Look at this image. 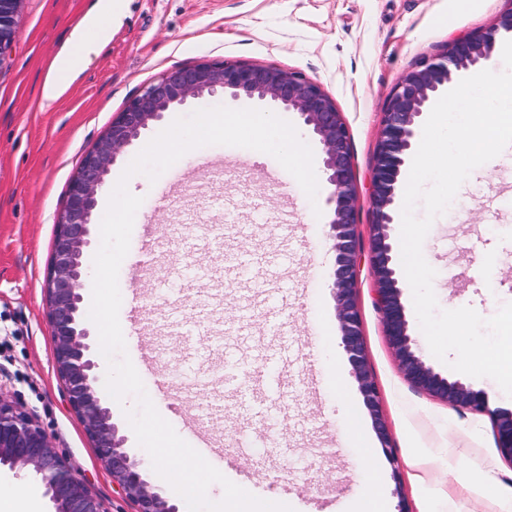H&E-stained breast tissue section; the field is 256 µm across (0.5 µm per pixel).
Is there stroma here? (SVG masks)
Returning a JSON list of instances; mask_svg holds the SVG:
<instances>
[{
    "instance_id": "obj_1",
    "label": "stroma",
    "mask_w": 512,
    "mask_h": 512,
    "mask_svg": "<svg viewBox=\"0 0 512 512\" xmlns=\"http://www.w3.org/2000/svg\"><path fill=\"white\" fill-rule=\"evenodd\" d=\"M97 2L24 0L18 37L0 65V394L38 417L54 449L73 464L104 512H134L71 411L52 360L43 285L55 217L83 155L113 115L165 70L222 59L297 70L321 83L350 126L359 233L362 244H369L370 176L388 94L422 58L455 37L489 27L512 8V0H112L111 34L97 42L64 94L41 108L49 64L66 53ZM197 156L211 158V166L174 193L166 191L165 174L154 182L137 174L128 183L143 199L131 252H138L146 222L163 244L139 274L120 268L119 320L128 322L132 293L141 290L143 332L127 337L126 346L131 361L146 351L154 356V368L142 381L160 415L188 444H195L197 434L209 435L224 453L227 479L248 483L260 498L287 500L294 512H353L366 496L357 441L341 426L348 412L359 418L375 452L385 512H398L403 503L410 512H500L471 493L489 473L512 488V461L497 448L492 416L448 405L404 378L365 265L357 297L368 365L394 448L390 455L384 451L341 344L327 181H320L312 202L270 155L257 159L246 148L214 145L195 149L180 163L192 165ZM271 170L287 185V197L271 192ZM228 214L253 225V232L225 238L215 249L199 231L177 237L187 218L220 224ZM228 253L247 256L256 277L272 273L290 285L283 315L295 357L281 370L294 382L287 394L259 399L249 409L241 407L225 367V336L200 342L211 371L193 387L173 376L198 343L191 332L203 310L215 323L239 324L233 338L237 372L265 367L277 342L263 307L240 324L238 297L249 284L226 283ZM423 253L436 271L433 288L441 309L468 306L488 318L512 302V145L490 169L472 171L447 212L434 220ZM182 262L208 269L209 279L171 303L167 296L176 286L165 273ZM401 301L429 365L486 391L492 407L512 409V398L494 380L461 377L435 358L410 288H403ZM166 377L172 384L162 394L156 383ZM134 404L131 397L111 403L113 420L150 483L172 495L124 415ZM245 436L252 442L246 450L239 446ZM412 456L427 463L417 485L406 465ZM0 492L26 504L28 512H52L33 473L0 469Z\"/></svg>"
}]
</instances>
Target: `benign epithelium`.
<instances>
[{"label": "benign epithelium", "instance_id": "obj_1", "mask_svg": "<svg viewBox=\"0 0 512 512\" xmlns=\"http://www.w3.org/2000/svg\"><path fill=\"white\" fill-rule=\"evenodd\" d=\"M22 2L0 0V58L15 39V18ZM505 33H512V8L500 14L489 28L457 37L439 53L422 59L390 93L370 179L373 234L368 263L384 333L406 380L452 406L491 414L497 448L512 461V410L490 409L486 392L459 380H449L420 355L401 302L403 285L389 234L400 193L401 167L415 144L418 118L459 73L470 67L490 65L498 39ZM216 96L257 99L293 112L318 140L323 172L330 186L329 236L336 253L331 278L341 342L378 438L388 452H393L379 388L368 370L363 323L356 300L363 248L357 232L352 135L336 102L319 83L299 71L227 60L177 67L163 72L123 111L116 113L96 146L82 157L69 184L65 206L55 221L51 271L45 284L57 376L70 407L97 450L98 459L113 483L134 503L135 512L180 510L138 470L101 395L96 337L80 323L85 252L91 243L98 193L117 160L145 130L162 121L167 112L190 100ZM2 466L32 470L40 478L53 512H105L71 463L56 453L34 415L0 394Z\"/></svg>", "mask_w": 512, "mask_h": 512}]
</instances>
